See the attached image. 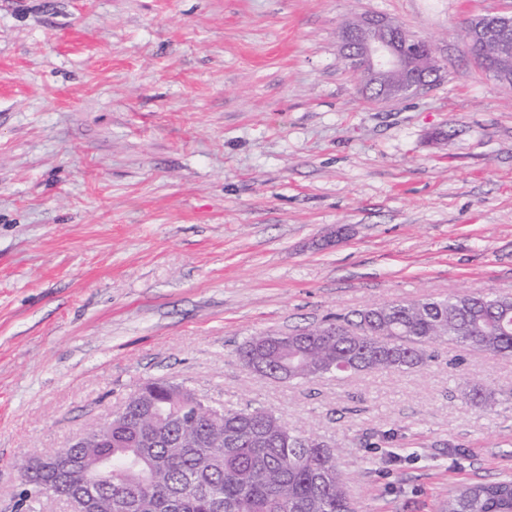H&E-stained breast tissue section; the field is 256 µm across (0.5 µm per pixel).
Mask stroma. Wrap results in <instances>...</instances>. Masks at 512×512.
<instances>
[{"mask_svg": "<svg viewBox=\"0 0 512 512\" xmlns=\"http://www.w3.org/2000/svg\"><path fill=\"white\" fill-rule=\"evenodd\" d=\"M512 0H0V512L20 467L159 377L345 452L357 512L512 479V359L293 384L237 350L391 301L512 292V85L465 23ZM376 13L439 82L368 99ZM494 389V414L464 399Z\"/></svg>", "mask_w": 512, "mask_h": 512, "instance_id": "stroma-1", "label": "stroma"}]
</instances>
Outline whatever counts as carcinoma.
Instances as JSON below:
<instances>
[{"mask_svg": "<svg viewBox=\"0 0 512 512\" xmlns=\"http://www.w3.org/2000/svg\"><path fill=\"white\" fill-rule=\"evenodd\" d=\"M469 52L484 71L512 67V35L506 47L488 44ZM448 342L463 350L512 358V292L491 289L428 297L338 313L322 324L287 333H260L238 349L247 369L312 380L329 374L414 371L435 358L431 347ZM468 400L484 410L494 391L475 386ZM196 390L165 378L142 383L126 399L129 417L112 423V485L88 465L76 480L112 499L97 512H355L339 466V451L262 408H223L221 416L187 428ZM151 407L173 417L168 433L140 425ZM50 472L25 477L22 501L43 498ZM444 512H512V479L469 484L448 494Z\"/></svg>", "mask_w": 512, "mask_h": 512, "instance_id": "1", "label": "carcinoma"}]
</instances>
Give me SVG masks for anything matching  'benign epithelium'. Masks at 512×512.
Segmentation results:
<instances>
[{"label": "benign epithelium", "mask_w": 512, "mask_h": 512, "mask_svg": "<svg viewBox=\"0 0 512 512\" xmlns=\"http://www.w3.org/2000/svg\"><path fill=\"white\" fill-rule=\"evenodd\" d=\"M396 24L382 15L365 16L346 25L342 34L355 39L358 50L349 51L347 41L341 40L343 56L364 78L365 89L376 90L387 98L410 95L429 86L426 73L437 66L432 46L423 39L412 38L402 43L392 35ZM468 38L483 43L494 32L480 24L466 23ZM126 405L106 414L91 431L75 437L68 446L55 450L53 461L70 457L78 448H99L112 442V420L124 417ZM48 498L56 499L68 493L67 505L71 512H93L95 494L92 488H77L69 477L62 475L45 484Z\"/></svg>", "instance_id": "1"}]
</instances>
